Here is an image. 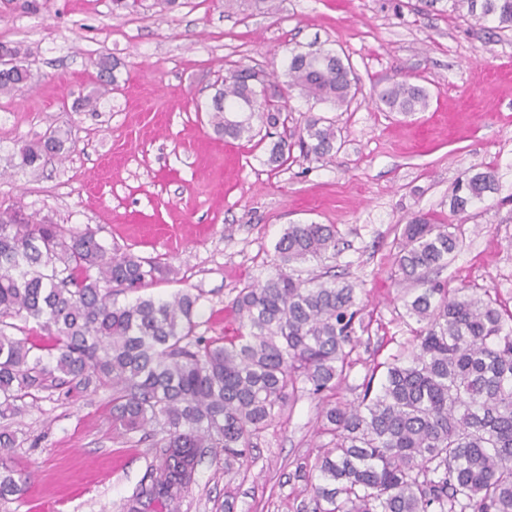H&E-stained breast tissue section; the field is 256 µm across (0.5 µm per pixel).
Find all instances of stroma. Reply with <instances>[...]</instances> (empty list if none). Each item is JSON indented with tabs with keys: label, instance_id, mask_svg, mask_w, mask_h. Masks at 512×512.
<instances>
[{
	"label": "stroma",
	"instance_id": "obj_1",
	"mask_svg": "<svg viewBox=\"0 0 512 512\" xmlns=\"http://www.w3.org/2000/svg\"><path fill=\"white\" fill-rule=\"evenodd\" d=\"M0 41L31 50L35 75L18 95L0 96V167L19 141L67 130L63 159L38 172L0 178V203L27 219L96 231L168 263L175 279L147 290L165 298L201 295L198 334L223 335L245 284L274 269L275 245L291 224L336 225L338 254L301 267L353 283L362 308L345 374L330 391L299 390L237 473L205 453L179 512H311L312 492L295 471L331 440L325 405L360 401L382 382L394 356L410 351L418 328L404 316L391 278L404 225L428 213L462 225L465 245L443 269L448 289L487 291L512 311V33H494L420 0H180L167 11L141 0L137 11L112 0H36L26 11L0 8ZM316 42L348 57L360 91L348 109L309 107L334 121L341 149L315 159L292 155L274 169L265 147L217 138L200 112L212 85L233 64L283 70L291 49ZM120 60V86L98 111L77 109L97 85L96 63ZM430 93L425 111L382 109L376 93L397 73ZM494 169L498 190L467 212L448 196L466 168ZM112 392L53 389L27 399L4 421L18 441L4 458L20 476V500L0 512H124L149 481L152 440L112 425Z\"/></svg>",
	"mask_w": 512,
	"mask_h": 512
}]
</instances>
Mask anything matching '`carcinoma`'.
<instances>
[{
  "instance_id": "carcinoma-1",
  "label": "carcinoma",
  "mask_w": 512,
  "mask_h": 512,
  "mask_svg": "<svg viewBox=\"0 0 512 512\" xmlns=\"http://www.w3.org/2000/svg\"><path fill=\"white\" fill-rule=\"evenodd\" d=\"M448 2L476 23L512 31V0ZM15 65L0 69V94L23 91L25 51L0 41ZM100 87L77 107L96 111L100 88L118 83L120 62H96ZM286 80L262 67L236 65L213 85L205 107L214 133L251 142L288 122L294 97L347 107L358 94L348 58L322 47L292 50ZM391 112L428 107L429 93L405 76L377 92ZM68 131L23 142L12 167L39 170L61 156ZM317 159L336 149V128L308 113L272 141L267 163L280 167L294 149ZM497 190L491 169H468L454 182L450 211ZM0 206V416L16 417L34 392L68 387L112 390V424L126 433L160 423L150 483L125 512L177 504L195 483L203 449L224 451V473L243 465L253 440L295 399L297 382L314 395L343 377L356 327L363 324L349 283L303 280L296 267L335 255L338 230L290 224L275 246L274 271L248 283L231 303L236 327L218 337L197 333L201 295L139 296L119 305L114 289L136 291L171 281L172 267L102 243L96 233L47 220L22 224ZM459 224L412 216L394 259V283L407 317L419 324L415 351L387 367L380 389L366 384L356 404L326 408L321 448L300 477L313 512H512V313L475 288L448 290L431 274L464 246ZM35 324L41 336L30 335ZM22 484L0 467V502Z\"/></svg>"
}]
</instances>
